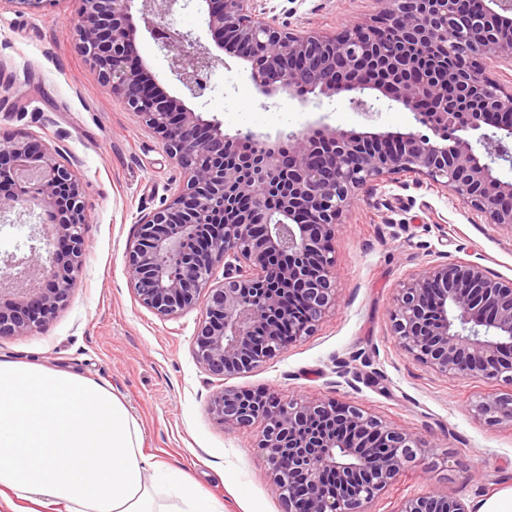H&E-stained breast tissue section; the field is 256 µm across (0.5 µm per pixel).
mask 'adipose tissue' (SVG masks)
Here are the masks:
<instances>
[{
    "label": "adipose tissue",
    "mask_w": 512,
    "mask_h": 512,
    "mask_svg": "<svg viewBox=\"0 0 512 512\" xmlns=\"http://www.w3.org/2000/svg\"><path fill=\"white\" fill-rule=\"evenodd\" d=\"M0 505L8 512H222L182 471L147 457L111 389L0 362Z\"/></svg>",
    "instance_id": "obj_1"
}]
</instances>
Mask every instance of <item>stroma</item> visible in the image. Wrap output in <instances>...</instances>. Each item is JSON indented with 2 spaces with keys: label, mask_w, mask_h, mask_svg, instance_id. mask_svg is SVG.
Masks as SVG:
<instances>
[{
  "label": "stroma",
  "mask_w": 512,
  "mask_h": 512,
  "mask_svg": "<svg viewBox=\"0 0 512 512\" xmlns=\"http://www.w3.org/2000/svg\"><path fill=\"white\" fill-rule=\"evenodd\" d=\"M273 2L289 28L327 34L379 10L376 0ZM81 7V0H51L22 13L0 0V73L14 79L0 96V140L24 137L74 156L88 214L85 263L65 305L35 335L0 338V362L52 365L111 388L141 425L146 453L188 473L224 512L285 508L252 446L257 427L230 430L210 416L209 399L222 387L333 397L430 442L371 512H396L402 500L430 492L479 503L512 487V427L488 425L474 408L479 397L512 385L437 375L409 358L390 331L398 288L431 261L472 260L512 280V231L480 223L424 179L405 176L361 192L333 241L336 308L312 335L254 371L225 380L208 374L192 352L201 309L164 320L128 285L125 251L138 221L169 200L184 173L140 116L103 86L70 34ZM137 47L170 94L222 122L229 135L249 129L274 142L318 123L346 131L419 128L397 104L367 125L344 93L319 109L285 93L266 97L232 56L210 73L212 90L199 101L148 34Z\"/></svg>",
  "instance_id": "35a3bbf8"
}]
</instances>
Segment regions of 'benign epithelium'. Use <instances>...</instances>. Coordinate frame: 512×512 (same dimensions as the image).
I'll use <instances>...</instances> for the list:
<instances>
[{"instance_id":"7a95c632","label":"benign epithelium","mask_w":512,"mask_h":512,"mask_svg":"<svg viewBox=\"0 0 512 512\" xmlns=\"http://www.w3.org/2000/svg\"><path fill=\"white\" fill-rule=\"evenodd\" d=\"M269 0H196L216 49L242 60L267 97L351 93L366 121L384 97L432 131H339L322 126L248 155L250 131L234 137L170 95L136 60L145 29L195 99L223 62L173 28L180 0H82L71 27L105 87L152 130L185 179L163 207L140 217L126 252L128 283L163 318L203 306L193 341L213 376L249 373L312 333L336 305L332 240L359 192L404 174L425 179L512 231V86L487 67L512 68V0H377L379 12L332 36L280 25ZM392 30L397 37L384 41ZM495 129L476 141L464 136ZM58 147L0 141V221L21 207L52 214L44 246L0 260V336L23 337L64 306L85 252L84 191ZM223 280L210 285L213 270ZM391 330L401 349L441 376L512 385V281L476 261L430 264L397 290ZM209 414L227 428L261 424L257 447L271 465L286 512H369L406 463L431 444L334 398L298 401L276 392L221 388ZM477 415L512 426V391L484 397ZM397 512H475L455 498L425 494Z\"/></svg>"}]
</instances>
